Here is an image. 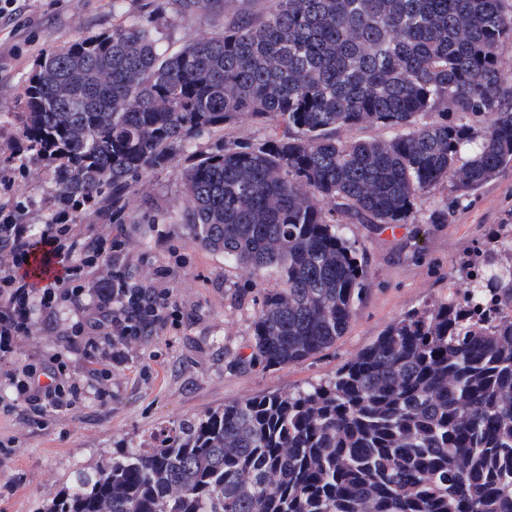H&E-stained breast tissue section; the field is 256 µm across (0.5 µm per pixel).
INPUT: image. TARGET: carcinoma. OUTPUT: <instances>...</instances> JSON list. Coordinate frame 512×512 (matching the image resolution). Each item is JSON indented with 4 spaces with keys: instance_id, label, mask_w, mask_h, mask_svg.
<instances>
[{
    "instance_id": "obj_1",
    "label": "carcinoma",
    "mask_w": 512,
    "mask_h": 512,
    "mask_svg": "<svg viewBox=\"0 0 512 512\" xmlns=\"http://www.w3.org/2000/svg\"><path fill=\"white\" fill-rule=\"evenodd\" d=\"M217 37L161 47L157 21L226 0H112V30L42 55L21 134L69 202L112 203L185 155L170 219L255 276L250 360L300 363L369 293L351 225L413 224L512 166L507 0H266ZM261 135L229 137L240 121ZM382 128L385 138L343 139ZM216 137L193 149L203 133ZM467 287L405 313L336 371L116 443L37 512H512V224ZM274 287L263 286L267 272Z\"/></svg>"
}]
</instances>
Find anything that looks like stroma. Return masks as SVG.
Segmentation results:
<instances>
[{"label": "stroma", "mask_w": 512, "mask_h": 512, "mask_svg": "<svg viewBox=\"0 0 512 512\" xmlns=\"http://www.w3.org/2000/svg\"><path fill=\"white\" fill-rule=\"evenodd\" d=\"M12 19H0V172L25 168L13 194L0 193V209L26 205L24 221L48 223L59 209L51 174L28 151L19 130L20 95L36 61L81 35L111 29L112 0H18ZM223 20L204 15L160 21L167 42L182 45L217 32ZM181 158L143 181L128 203L126 259L152 285V272L170 267L166 286L180 309L177 327L155 331L148 343L129 342L112 363L105 394L89 391L71 408L34 417L24 408L0 413V512H36L75 470L108 462L119 439L148 436L161 424L202 414L224 403L288 393L335 372L412 309L447 297L460 277L462 258L486 240L489 230L512 220V168L462 198L445 224L424 219L379 231L357 224L365 247L371 291L345 336L294 365L241 368L252 352V277L226 267L224 255L192 244L185 225L167 221L183 200ZM75 318L70 304L52 319L33 313L32 333L16 337L0 355V403L14 399L28 365L62 355L75 378L88 373L81 350L65 333Z\"/></svg>", "instance_id": "35a3bbf8"}]
</instances>
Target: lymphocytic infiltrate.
<instances>
[{"label":"lymphocytic infiltrate","mask_w":512,"mask_h":512,"mask_svg":"<svg viewBox=\"0 0 512 512\" xmlns=\"http://www.w3.org/2000/svg\"><path fill=\"white\" fill-rule=\"evenodd\" d=\"M23 210L19 203L10 211H0V350L7 349L13 337L31 333V286L21 270L37 246L61 266L53 287L40 295L38 308L50 317L60 303L73 306L76 320L67 334L81 344L94 380H102L96 363L113 346L140 338L146 329L176 322L178 314L168 290L130 284L122 237L83 235L65 211L42 225L36 237L22 220ZM26 377L18 396L35 414L73 406L84 394L78 381L67 380L66 364L58 355L28 367Z\"/></svg>","instance_id":"obj_1"}]
</instances>
